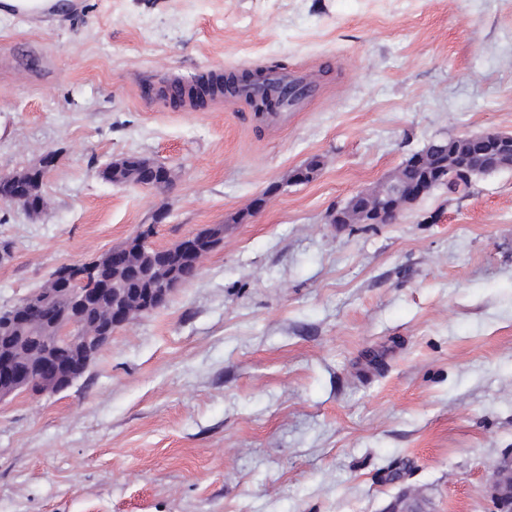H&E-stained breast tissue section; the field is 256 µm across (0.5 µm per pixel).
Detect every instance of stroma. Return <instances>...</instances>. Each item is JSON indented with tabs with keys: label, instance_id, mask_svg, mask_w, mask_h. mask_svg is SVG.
Masks as SVG:
<instances>
[{
	"label": "stroma",
	"instance_id": "1",
	"mask_svg": "<svg viewBox=\"0 0 512 512\" xmlns=\"http://www.w3.org/2000/svg\"><path fill=\"white\" fill-rule=\"evenodd\" d=\"M292 72L286 120L175 78ZM512 133V0H62L0 13V308L153 226L222 242L82 378L0 404V512H495L512 453V170L330 224L440 137ZM137 154L167 190L102 170ZM313 180L292 170L312 157ZM278 185L268 194L270 185ZM490 490L496 512H511L512 456H505L495 464L491 476Z\"/></svg>",
	"mask_w": 512,
	"mask_h": 512
}]
</instances>
